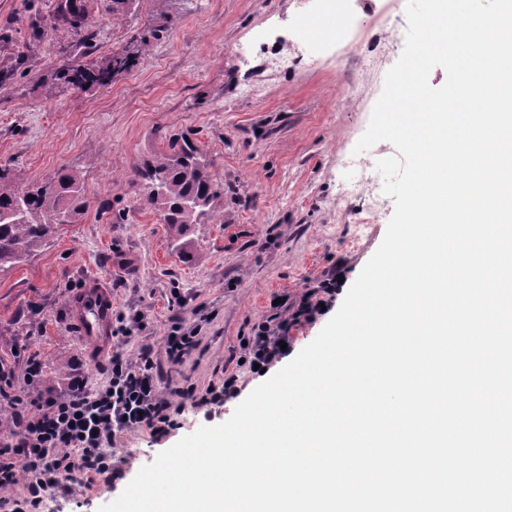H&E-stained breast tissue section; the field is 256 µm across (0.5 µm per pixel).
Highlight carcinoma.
Masks as SVG:
<instances>
[{
	"instance_id": "obj_1",
	"label": "carcinoma",
	"mask_w": 512,
	"mask_h": 512,
	"mask_svg": "<svg viewBox=\"0 0 512 512\" xmlns=\"http://www.w3.org/2000/svg\"><path fill=\"white\" fill-rule=\"evenodd\" d=\"M55 17L76 37H85L93 25L79 0H58ZM156 39L157 30H145L131 45L113 51L108 60L79 61L58 79L79 89L106 86L114 76L144 62ZM131 183L140 186L142 203L160 214L172 248L181 256L189 254L193 225L218 221L217 205L224 187L201 150L183 134L170 136L167 148L144 160ZM86 207L80 179L72 171L62 168L51 179L26 187L10 169L0 167V272L26 260L46 244L58 225L71 223Z\"/></svg>"
}]
</instances>
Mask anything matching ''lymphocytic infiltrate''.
I'll return each mask as SVG.
<instances>
[{
	"label": "lymphocytic infiltrate",
	"mask_w": 512,
	"mask_h": 512,
	"mask_svg": "<svg viewBox=\"0 0 512 512\" xmlns=\"http://www.w3.org/2000/svg\"><path fill=\"white\" fill-rule=\"evenodd\" d=\"M288 322L260 325L244 348L249 364L267 368L285 357ZM201 324L172 322L159 345L137 355L113 352L105 380L89 388L80 378L64 388L46 387L44 367L30 356L23 363L22 386L14 370L0 362V405L11 410L9 439L0 445V491L13 489L11 512H41L50 495L68 493L77 478L121 475L110 448L118 435L149 431L156 438L171 426V402L157 366L158 357L182 364L198 345Z\"/></svg>",
	"instance_id": "1"
}]
</instances>
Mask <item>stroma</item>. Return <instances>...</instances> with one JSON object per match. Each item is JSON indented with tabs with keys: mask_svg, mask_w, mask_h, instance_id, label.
<instances>
[{
	"mask_svg": "<svg viewBox=\"0 0 512 512\" xmlns=\"http://www.w3.org/2000/svg\"><path fill=\"white\" fill-rule=\"evenodd\" d=\"M55 2L0 0V69L18 51L28 54L20 73L0 83V167L26 185L71 170L89 205L27 261L0 272V361L15 365L34 353L47 386L76 376L93 386L105 379L113 349L136 354L142 341H158L171 322L201 309L213 321L185 362L164 366V382L201 393L233 373L240 384L222 407L184 403L163 438L123 435L114 448L121 479L98 477L52 499L55 512H98L160 452L225 422L264 382L243 363V343L275 318L276 299L293 303L326 284L335 288L322 315L292 327L291 351L299 353L379 248L394 198L385 196L368 224L366 192L338 195L360 179L363 163L397 153L387 141L360 155L354 147L404 49L407 0H349L348 33L312 17L317 0H141L122 23L112 20L111 0H81L94 20L93 59L108 58L139 31H161L140 66L89 90L53 78L82 56L78 48L61 53L72 36L55 24ZM319 41L322 52H303ZM283 44L294 60L280 68L273 58ZM174 133L197 143L224 186L223 223L194 225L187 258L128 184ZM92 279L111 291L113 314L143 315L142 336L100 346L81 338L73 304Z\"/></svg>",
	"mask_w": 512,
	"mask_h": 512,
	"instance_id": "1",
	"label": "stroma"
}]
</instances>
